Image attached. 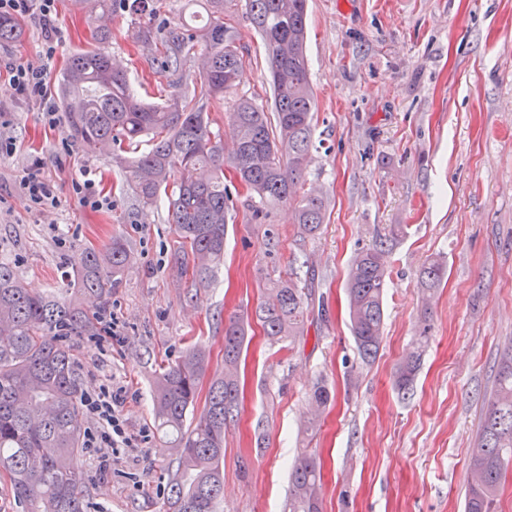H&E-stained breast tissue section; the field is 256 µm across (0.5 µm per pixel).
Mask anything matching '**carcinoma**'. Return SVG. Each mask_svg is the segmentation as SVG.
I'll return each instance as SVG.
<instances>
[{
	"instance_id": "carcinoma-1",
	"label": "carcinoma",
	"mask_w": 512,
	"mask_h": 512,
	"mask_svg": "<svg viewBox=\"0 0 512 512\" xmlns=\"http://www.w3.org/2000/svg\"><path fill=\"white\" fill-rule=\"evenodd\" d=\"M205 2L210 21L198 32L184 24L161 36L149 24L139 30L142 41L155 44L175 86L182 85L184 63L203 44L192 93L174 94L160 104L142 101L103 47L112 38L108 29L96 31L95 45L74 54L57 81L72 136L88 151L118 157L142 137L152 141L149 151L129 162V178L143 203L167 199L180 239L174 265L192 273L200 285L224 261L229 199L224 169L259 198L254 219L265 218L264 207L286 203L304 240L320 234L329 207L325 196L297 190L315 146V96L306 55L308 0H245L265 47L272 102L267 109L248 98L235 100L227 113L228 152L211 126L209 108L234 89L245 52L228 22L230 0ZM403 234L404 225H390L378 243L356 254L348 270L350 330L364 364L375 361L383 339L385 247ZM130 262L118 237L102 248L87 249L73 278L75 296L66 298L30 293L13 266L0 261V471L9 476L23 512H86L79 475L84 456L79 363L71 339L101 335L104 307ZM446 275L442 260L424 264L422 291L437 290ZM271 293L272 299L258 304L252 314L224 323L221 371L209 374L206 350L194 345L156 378L154 423L178 460L166 512H218L224 498V431L239 414L240 365L251 320L260 323L270 341L295 344L304 339L310 302L323 305V295H315L295 268L288 278L272 281ZM429 329L424 325L393 375L394 389L403 399L413 395ZM330 399L327 385L318 382L313 411ZM468 468L464 512H495L512 471V345L499 362ZM322 488L316 456L301 455L289 476L285 512H322Z\"/></svg>"
}]
</instances>
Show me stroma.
<instances>
[{"label": "stroma", "instance_id": "stroma-1", "mask_svg": "<svg viewBox=\"0 0 512 512\" xmlns=\"http://www.w3.org/2000/svg\"><path fill=\"white\" fill-rule=\"evenodd\" d=\"M152 2L147 16L58 0L64 39L51 79L106 27L113 62L145 101L164 102L172 77L138 29L148 21L180 24L201 3ZM230 15L250 57L235 92L266 103L263 43L244 4ZM307 59L318 149L304 183L329 200L321 234L300 240L284 204L255 222L243 194L231 193L224 263L202 287L173 267L179 240L166 202L144 205L111 156L87 151L67 123L45 125L0 73V138L14 144L0 155V261L32 291L65 296L86 248L118 235L132 255L109 305L123 343L73 340L81 391L113 375L128 391L121 416L137 441L104 474L84 456L88 512H162L176 453L162 444L152 417L160 366L199 344L210 352L211 370L222 369L225 322L266 300L271 279L298 261L325 310L310 315L306 340L296 346L270 344L252 326L243 402L224 433L223 512H283L289 468L313 452L323 465V512H463L468 452L512 338V0H309ZM37 158L61 189L58 206L44 214L19 187ZM83 166L95 171L111 208H86L70 195ZM389 224L404 225L405 235L385 254L383 341L365 365L349 330L344 283L355 254ZM268 227L276 246L267 243ZM433 258L446 263L448 277L426 295L418 276ZM424 329L429 348L404 400L393 373ZM320 379L334 400L308 432ZM260 420L261 447L254 437Z\"/></svg>", "mask_w": 512, "mask_h": 512}]
</instances>
